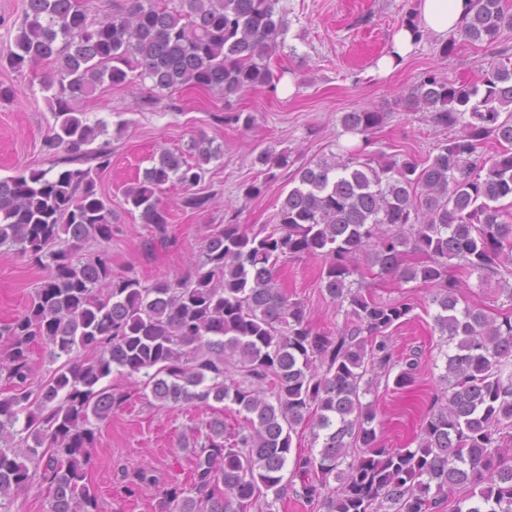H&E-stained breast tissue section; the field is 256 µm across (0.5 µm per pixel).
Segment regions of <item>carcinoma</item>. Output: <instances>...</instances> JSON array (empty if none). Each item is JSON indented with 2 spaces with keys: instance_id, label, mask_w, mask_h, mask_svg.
Wrapping results in <instances>:
<instances>
[{
  "instance_id": "1",
  "label": "carcinoma",
  "mask_w": 512,
  "mask_h": 512,
  "mask_svg": "<svg viewBox=\"0 0 512 512\" xmlns=\"http://www.w3.org/2000/svg\"><path fill=\"white\" fill-rule=\"evenodd\" d=\"M278 3L124 0L96 20L82 0H26L0 65H52L43 89L55 126L45 147L76 157L106 132L76 104L105 83L149 80L151 100L154 91L200 87L226 102L269 85V60L287 29ZM508 28L512 13L502 0H472L459 32L491 45ZM409 101L453 132L437 154L380 163L362 149L310 163L296 173L273 225L248 230L230 219L209 235L193 274L150 287L132 275L112 277L105 248L77 257L91 239L112 240L114 214L96 180L111 165L106 148L94 151V169L0 178V249L53 264L28 309L0 326L8 384L0 393V512H11L36 482L46 485L48 512H98L85 465L94 422L124 403L101 385L114 370L140 377L163 406L214 400L244 415L229 435L223 419L209 421L204 440L193 443L191 488L162 490L157 512H244L261 498L269 510L267 496L288 491L289 465L303 497L323 498L326 512H435L459 487L470 494L455 512H512V316L498 320L461 304L448 275L454 259L487 275L512 266V202L501 205L512 199V56L492 60L473 83L430 72ZM381 121L368 109L342 116L346 131L364 136ZM490 139L498 148L487 155ZM193 148L196 163L164 151L124 194L162 243L169 224L162 186H196L202 165L220 156L210 141ZM257 160L270 170L288 164L268 150ZM211 201L192 192L182 206L203 211ZM410 250L426 263L407 264ZM361 256L383 274L433 287V321L449 352L414 448L385 447L373 403L363 402L383 378L397 390L410 387L418 359L395 357L386 334L411 304L366 296ZM296 257L322 262L321 287L344 311L336 333L317 331L304 306L277 286L278 264ZM36 346L59 366L34 386ZM81 350L88 355L79 362L73 353ZM301 425L321 447L291 461Z\"/></svg>"
}]
</instances>
